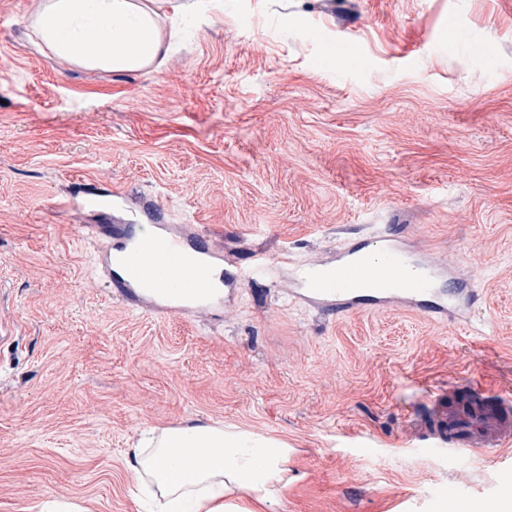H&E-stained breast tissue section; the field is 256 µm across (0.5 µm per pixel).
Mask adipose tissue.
<instances>
[{
    "instance_id": "1",
    "label": "adipose tissue",
    "mask_w": 512,
    "mask_h": 512,
    "mask_svg": "<svg viewBox=\"0 0 512 512\" xmlns=\"http://www.w3.org/2000/svg\"><path fill=\"white\" fill-rule=\"evenodd\" d=\"M32 26L43 47L90 71L137 73L164 55L154 0H44ZM287 442L194 421L168 427L131 450L128 468L153 489L157 512H226V498L277 503L293 477Z\"/></svg>"
}]
</instances>
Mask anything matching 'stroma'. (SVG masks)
<instances>
[{
	"mask_svg": "<svg viewBox=\"0 0 512 512\" xmlns=\"http://www.w3.org/2000/svg\"><path fill=\"white\" fill-rule=\"evenodd\" d=\"M40 3L0 0V512H148L131 448L196 419L293 448L273 512L503 504L512 446L435 448L412 419L451 385L512 399V0H161L179 31L138 74L51 57ZM112 185L113 223L205 225L243 269L412 235L475 302L340 315L272 268L147 312L60 205Z\"/></svg>",
	"mask_w": 512,
	"mask_h": 512,
	"instance_id": "35a3bbf8",
	"label": "stroma"
}]
</instances>
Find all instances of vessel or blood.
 <instances>
[{
    "mask_svg": "<svg viewBox=\"0 0 512 512\" xmlns=\"http://www.w3.org/2000/svg\"><path fill=\"white\" fill-rule=\"evenodd\" d=\"M124 188L83 200L67 199L66 207L95 214L101 221L85 225L88 236L114 239L102 259V273L120 294L168 312L183 313L185 296L208 297L211 280L200 264L214 268L235 265L233 254L195 224L177 228L148 225L149 241L124 239V227L112 223V199ZM443 258L421 245H405L390 236L369 246L358 242L333 256H319L302 265L289 279L290 296L340 313L366 309H398L429 317L464 316L468 294L433 288L434 278L447 274ZM418 433L434 447L498 448L512 443V403L507 401H452L447 392L431 398V413Z\"/></svg>",
    "mask_w": 512,
    "mask_h": 512,
    "instance_id": "1",
    "label": "vessel or blood"
}]
</instances>
